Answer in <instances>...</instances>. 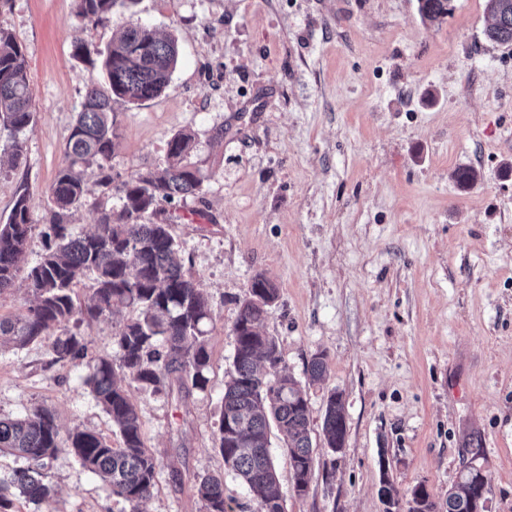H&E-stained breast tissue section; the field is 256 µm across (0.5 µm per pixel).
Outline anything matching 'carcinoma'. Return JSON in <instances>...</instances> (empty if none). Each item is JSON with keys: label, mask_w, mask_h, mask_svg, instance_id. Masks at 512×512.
Instances as JSON below:
<instances>
[{"label": "carcinoma", "mask_w": 512, "mask_h": 512, "mask_svg": "<svg viewBox=\"0 0 512 512\" xmlns=\"http://www.w3.org/2000/svg\"><path fill=\"white\" fill-rule=\"evenodd\" d=\"M129 0H78L81 18L92 24L109 19L117 5ZM449 0H418L422 20L430 24L448 14ZM491 19L489 41L512 46V0H486ZM73 54L89 67L85 94L66 144L68 162L47 190L49 223L42 236L45 252L30 268L28 288L33 300L18 315L0 318V337L10 336L18 346L52 339L58 361L81 360L87 355L84 338L69 330L56 337L52 330L71 322H92L117 306H132L137 317L120 326L115 343L118 360L96 359L87 383L122 437V446L91 431L74 428L61 442L52 412L37 408L30 415L0 418V452L22 459L25 466L8 481L0 480V512L12 505V490L37 504L54 493L46 470L62 448H67L88 471L124 500L130 512H141L156 487L158 459L145 447L139 416L127 391L117 384L116 370L143 387L156 391L203 390L208 383V331L212 310L198 281L185 268L180 246L170 224L152 218L161 205L193 195L201 189L198 172L184 163L194 143L179 133L168 144L165 165L116 186L122 201L118 217L104 213L91 233H72L71 211L88 192V170H97L98 182L109 185L107 162L119 136L113 103L136 104L159 96L170 85L178 59L175 40L159 36L148 25L127 27L112 40L106 54L76 35ZM34 124L32 96L24 47L0 30V152L15 165L23 156L19 135ZM30 194L16 193L9 221L0 224V292L14 286L26 259L30 223ZM93 280L88 301H75V287ZM278 288L262 274L255 275L239 299L233 326V371L224 384L217 426V449L225 466L244 482L247 493L263 512H284L285 500L270 454V428L287 438L293 471V492L306 495L316 463L308 401L292 377L281 368L276 339L260 328ZM310 384L326 379L324 355L308 363ZM322 434L328 448L345 443L346 422L340 394L327 396ZM474 467L467 465L448 491L445 512H484L473 492ZM196 492L205 512H234L224 500V477H197Z\"/></svg>", "instance_id": "cac0c4a2"}]
</instances>
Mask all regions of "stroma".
Here are the masks:
<instances>
[{
    "mask_svg": "<svg viewBox=\"0 0 512 512\" xmlns=\"http://www.w3.org/2000/svg\"><path fill=\"white\" fill-rule=\"evenodd\" d=\"M488 24L486 0H451L435 24L417 0H133L99 24L76 0H0L35 112L18 165L0 164V224L27 187L30 266L88 77L73 36L103 50L120 28L148 25L178 41L169 88L116 109L113 184L89 179L71 217L74 234L92 232L121 209L116 183L163 165L174 135H193L201 190L165 210L213 311L208 384L180 396L127 382L160 462L142 512H203L195 479L216 472L235 512H261L216 442L238 300L258 274L278 288L262 330L305 387L318 444L298 498L284 437L271 434L287 512H386L384 474L401 499L421 483L440 505L470 461L489 478L485 512H512V47L488 41ZM462 168L478 180L459 183ZM136 314L80 325L83 360L54 361L46 340L0 344V417L45 407L61 434L77 426L120 446L88 361L115 355ZM319 353L327 376L312 385ZM332 391L346 417L338 454L322 443ZM48 479L57 496L14 497V512L130 510L68 450Z\"/></svg>",
    "mask_w": 512,
    "mask_h": 512,
    "instance_id": "35a3bbf8",
    "label": "stroma"
}]
</instances>
